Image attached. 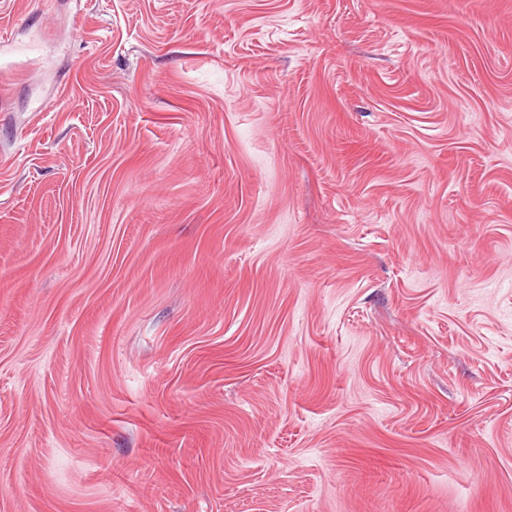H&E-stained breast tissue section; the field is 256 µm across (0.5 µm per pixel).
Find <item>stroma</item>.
Wrapping results in <instances>:
<instances>
[{
	"instance_id": "35a3bbf8",
	"label": "stroma",
	"mask_w": 512,
	"mask_h": 512,
	"mask_svg": "<svg viewBox=\"0 0 512 512\" xmlns=\"http://www.w3.org/2000/svg\"><path fill=\"white\" fill-rule=\"evenodd\" d=\"M0 512H512V0H0Z\"/></svg>"
}]
</instances>
